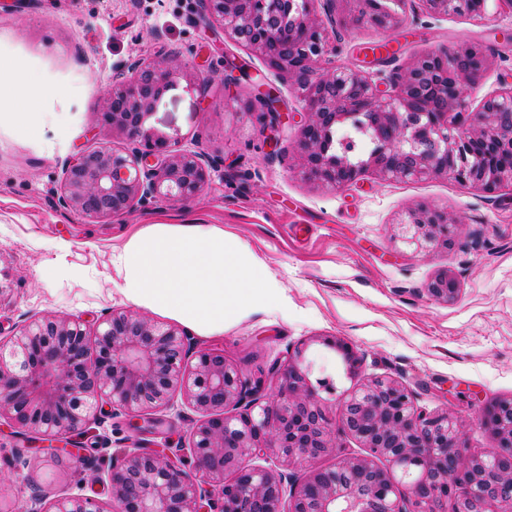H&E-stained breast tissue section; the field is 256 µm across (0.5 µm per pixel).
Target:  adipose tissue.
Listing matches in <instances>:
<instances>
[{
    "label": "adipose tissue",
    "mask_w": 512,
    "mask_h": 512,
    "mask_svg": "<svg viewBox=\"0 0 512 512\" xmlns=\"http://www.w3.org/2000/svg\"><path fill=\"white\" fill-rule=\"evenodd\" d=\"M119 290L132 303L202 336L253 309L283 305L278 284L250 248L215 224H150L113 250Z\"/></svg>",
    "instance_id": "obj_1"
}]
</instances>
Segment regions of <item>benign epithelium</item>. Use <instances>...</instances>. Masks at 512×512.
Wrapping results in <instances>:
<instances>
[{"label":"benign epithelium","mask_w":512,"mask_h":512,"mask_svg":"<svg viewBox=\"0 0 512 512\" xmlns=\"http://www.w3.org/2000/svg\"><path fill=\"white\" fill-rule=\"evenodd\" d=\"M352 22L391 29L399 13L389 3L350 0ZM427 17L467 13L472 0H421ZM207 19L224 34L286 72L302 104L297 150L305 176L326 187L350 186L368 174L386 179L448 177L485 192L512 183V165L489 158L512 153V90L489 93L477 109L471 92L491 63L479 45L426 52L384 76L337 67L342 52L311 0H203ZM181 77L204 93L209 79L193 74L178 51L119 69L99 100L98 124L142 144L101 146L65 168L60 205L95 220L119 219L138 208L186 206L211 180L213 165L199 152L146 127L147 117ZM367 136V157L335 148L344 127ZM448 213L430 204L410 208L404 240L420 250L451 243ZM427 294L452 301L457 279L443 270ZM75 318L43 317L0 343V419L21 433L65 441L84 432L99 404L154 424V412L180 394L198 415L190 428L194 471L165 450L128 448L93 471L112 491L113 512H509L512 509V401L487 409L482 423L497 446L468 454L464 422L415 408L410 392L375 378L342 404L334 433L328 408L302 367V350L272 365L265 381L227 362L224 350L199 347L185 330L149 317L111 311L95 332ZM357 440L366 452L319 461ZM266 465L258 464V461ZM303 474H297V470ZM44 512H108L81 494L62 497Z\"/></svg>","instance_id":"7a95c632"}]
</instances>
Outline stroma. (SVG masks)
Returning a JSON list of instances; mask_svg holds the SVG:
<instances>
[{
	"label": "stroma",
	"instance_id": "35a3bbf8",
	"mask_svg": "<svg viewBox=\"0 0 512 512\" xmlns=\"http://www.w3.org/2000/svg\"><path fill=\"white\" fill-rule=\"evenodd\" d=\"M342 46L335 63L387 72L427 51L479 44L493 66L471 96L512 87V10L489 0L485 20L468 15L421 17L405 0L397 28L347 22L349 0H314ZM175 49L210 79L207 95L178 80L146 125L204 153L210 182L187 207L140 209L94 221L63 209L58 194L67 163L102 145L124 149L95 120L116 65ZM35 82L0 105V338L29 319L79 318L97 326L114 308L136 311L118 291L112 250L147 224H217L245 242L281 287L286 307L258 309L198 344L222 348L247 377L296 349L311 383L340 429V404L375 377L412 394L418 409L449 413L465 424L469 452L494 447L481 418L487 406L512 400V185L485 193L454 180L381 181L326 188L304 178L296 152L300 125L281 122L276 142L253 104L259 88L277 92L285 111H300L284 73L206 25L199 0H0V58ZM37 116L36 125L16 115ZM425 202L454 218L449 248L417 251L401 238L408 209ZM57 267L55 277L42 272ZM461 288L445 302L427 295L439 271ZM346 342L360 360L350 370L325 345ZM195 414L176 400L152 431L128 424L114 407L87 437L32 443L0 425V512H29L32 500L68 494L103 498L93 470L124 448H176L188 442Z\"/></svg>",
	"mask_w": 512,
	"mask_h": 512
}]
</instances>
